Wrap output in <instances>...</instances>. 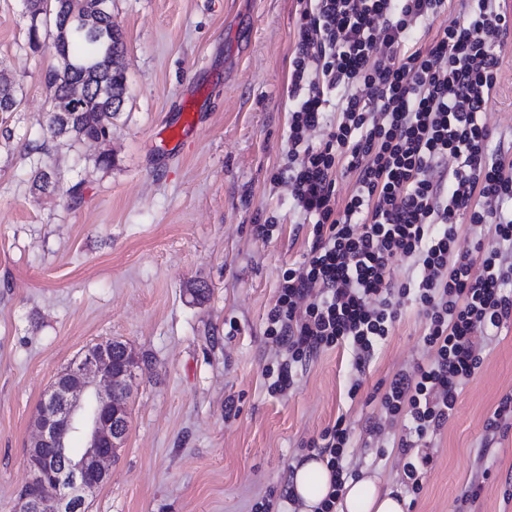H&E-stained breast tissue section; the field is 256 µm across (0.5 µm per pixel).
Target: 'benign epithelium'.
<instances>
[{
    "mask_svg": "<svg viewBox=\"0 0 512 512\" xmlns=\"http://www.w3.org/2000/svg\"><path fill=\"white\" fill-rule=\"evenodd\" d=\"M138 358L112 339L87 346L61 369L32 418L27 464L32 473L17 512H87V500L109 479V465L129 429L128 399ZM83 442L80 454L69 440Z\"/></svg>",
    "mask_w": 512,
    "mask_h": 512,
    "instance_id": "benign-epithelium-1",
    "label": "benign epithelium"
}]
</instances>
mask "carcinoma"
<instances>
[{
	"mask_svg": "<svg viewBox=\"0 0 512 512\" xmlns=\"http://www.w3.org/2000/svg\"><path fill=\"white\" fill-rule=\"evenodd\" d=\"M24 4L32 47L39 46L41 25L51 22L56 30L53 48L61 64L45 76L52 91L48 131L79 142L108 140L126 90L123 70L113 67L114 59L124 52V42L112 22V0H24ZM76 84L92 93L71 109L67 99ZM19 104L13 83L1 74L0 112H15Z\"/></svg>",
	"mask_w": 512,
	"mask_h": 512,
	"instance_id": "1",
	"label": "carcinoma"
}]
</instances>
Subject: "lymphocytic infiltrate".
I'll return each instance as SVG.
<instances>
[{
  "label": "lymphocytic infiltrate",
  "mask_w": 512,
  "mask_h": 512,
  "mask_svg": "<svg viewBox=\"0 0 512 512\" xmlns=\"http://www.w3.org/2000/svg\"><path fill=\"white\" fill-rule=\"evenodd\" d=\"M308 0L295 33L288 97V181L312 224L306 259L286 269L265 334L277 360L274 394L293 367L340 344L364 372L405 302L425 319L427 362L394 375L381 398L387 422L407 430L412 491L433 458L421 441L454 416L482 358L474 338L512 321V147L490 154L481 114L512 37L507 0ZM431 31L419 44V30ZM321 129L319 146L310 131ZM355 177L336 199V172ZM473 233L461 247L459 217ZM415 275L394 284L395 259ZM343 420L310 450L331 472L319 512H336L351 476Z\"/></svg>",
  "instance_id": "obj_1"
}]
</instances>
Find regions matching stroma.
Masks as SVG:
<instances>
[{"instance_id":"stroma-1","label":"stroma","mask_w":512,"mask_h":512,"mask_svg":"<svg viewBox=\"0 0 512 512\" xmlns=\"http://www.w3.org/2000/svg\"><path fill=\"white\" fill-rule=\"evenodd\" d=\"M302 0H112L123 33L127 94L108 141L54 138L45 75L58 66L54 27L29 46L23 0H0V74L20 106L0 112V512L29 483L31 415L58 371L91 343L138 357L126 442L88 512H251L278 495L306 444L345 417L347 463L378 477L405 512H512V430L486 423L512 393V322L477 337L482 364L457 410L428 438L433 464L412 493L398 443L374 435L391 378L429 358L424 318L405 304L364 374L352 347L298 369L268 391L264 335L281 275L303 262L309 227L284 171L288 77ZM195 131L163 142L182 103ZM483 121L491 147L512 145V40ZM109 153L110 164L99 163ZM52 174L40 193L32 172ZM276 217L272 237L255 231ZM359 391H352V384ZM479 496L461 497L471 485Z\"/></svg>"}]
</instances>
